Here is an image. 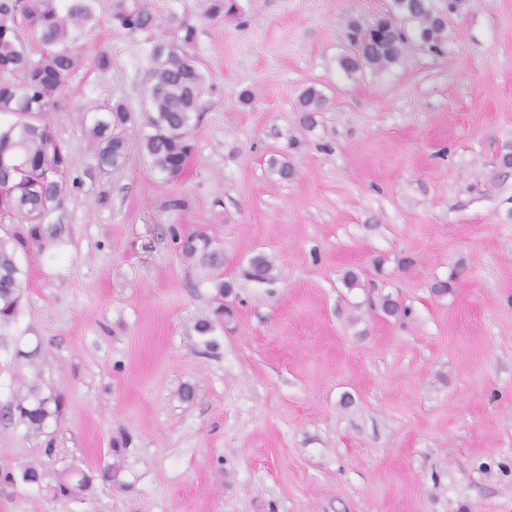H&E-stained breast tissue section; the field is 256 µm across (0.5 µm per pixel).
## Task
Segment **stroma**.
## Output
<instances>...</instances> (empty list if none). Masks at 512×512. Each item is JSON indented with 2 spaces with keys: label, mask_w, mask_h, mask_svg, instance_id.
I'll return each mask as SVG.
<instances>
[{
  "label": "stroma",
  "mask_w": 512,
  "mask_h": 512,
  "mask_svg": "<svg viewBox=\"0 0 512 512\" xmlns=\"http://www.w3.org/2000/svg\"><path fill=\"white\" fill-rule=\"evenodd\" d=\"M235 2L150 0L161 33L196 28L208 87L168 181L136 123L125 165H96L91 115L140 112L148 67L99 6L49 115L81 183L49 218L61 241L20 254L0 330V408L34 384L64 406L42 434L0 419V469L43 472L0 512H512V0H458L441 53L352 74L348 22L393 0ZM258 254L270 280L242 274ZM109 465L115 483L54 495L65 468ZM324 97L320 91L314 87L306 88L300 96L299 112L302 113V121L306 124H313L316 112H321L324 106Z\"/></svg>",
  "instance_id": "obj_1"
}]
</instances>
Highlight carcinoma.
I'll return each mask as SVG.
<instances>
[{"label":"carcinoma","instance_id":"carcinoma-1","mask_svg":"<svg viewBox=\"0 0 512 512\" xmlns=\"http://www.w3.org/2000/svg\"><path fill=\"white\" fill-rule=\"evenodd\" d=\"M99 0H0V210L17 217L20 227L0 237V325L16 316L23 294V272L18 251L43 250L45 240L60 238L61 228L48 223L68 188L72 168L71 149L58 140L48 116L79 64L73 47L101 21ZM444 8L433 0H394L395 11L414 27L408 29L391 16L363 28L348 25V40L359 52L343 57L341 67L352 73L368 65L385 68L398 62L408 45L417 40L438 50L443 38ZM24 18L39 31L48 46L37 60L30 58L27 42L16 26ZM109 22L130 35H146L149 84L140 116L142 141L152 167L164 180L183 174L192 153L191 130L198 101L205 91L204 75L194 52L196 29L180 28L168 40L154 34L157 18L148 0H115ZM302 121L312 124L322 110L324 97L314 87L300 96ZM132 121L122 103L107 106L89 128L97 142V166L103 171L122 167L127 160L124 131ZM272 261L265 255L252 257L245 269L254 281L270 279ZM62 410L58 396L43 395L33 386L30 394L8 408V419H18L28 430L39 433ZM42 472L27 466L0 472V487L38 484ZM92 477L75 466L63 470L56 492L74 496L89 487Z\"/></svg>","mask_w":512,"mask_h":512}]
</instances>
